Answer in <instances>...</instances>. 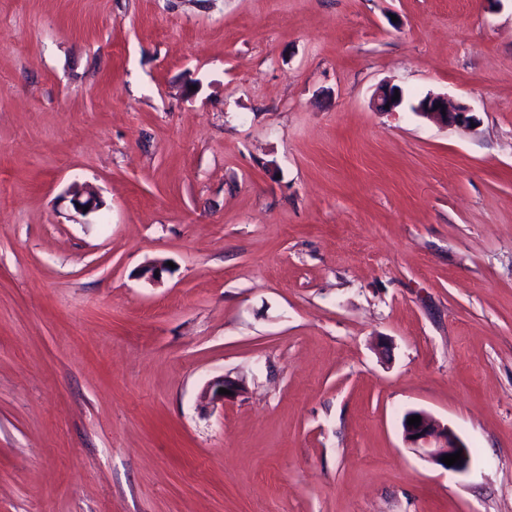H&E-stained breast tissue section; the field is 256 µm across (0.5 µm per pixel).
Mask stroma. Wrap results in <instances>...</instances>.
Returning <instances> with one entry per match:
<instances>
[{
    "mask_svg": "<svg viewBox=\"0 0 512 512\" xmlns=\"http://www.w3.org/2000/svg\"><path fill=\"white\" fill-rule=\"evenodd\" d=\"M0 512H512V0H0ZM442 104V107L434 109V105ZM445 109V114H442ZM417 114L444 126H458L467 128L474 122L472 112L463 104L456 103L448 98V95L428 94L417 105L412 107ZM220 388L230 390L232 395L219 394L218 390ZM242 389L243 387L238 381L232 380L229 377L221 376L208 383L203 398L206 399L209 404L214 405L220 403L221 405H224L225 402L232 401L240 396ZM413 415L421 416L419 426H408V417ZM401 426L405 442L434 466L451 473H464L468 470L470 451L448 425H442L424 411L409 410L404 413ZM414 435H418V438L411 439ZM459 450H462L461 461L452 466L442 463V456L455 454Z\"/></svg>",
    "mask_w": 512,
    "mask_h": 512,
    "instance_id": "stroma-1",
    "label": "stroma"
}]
</instances>
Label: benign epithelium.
I'll list each match as a JSON object with an SVG mask.
<instances>
[{
  "mask_svg": "<svg viewBox=\"0 0 512 512\" xmlns=\"http://www.w3.org/2000/svg\"><path fill=\"white\" fill-rule=\"evenodd\" d=\"M401 103L402 99L395 98V87L382 85L373 97L372 106L377 112L386 110L393 112ZM438 103L441 104V107L434 108V105ZM412 110L444 126L467 128L474 122V117L470 115L468 107L441 94L425 96L417 105L412 107ZM73 204L78 206L80 212L83 211L85 206L88 207L90 212L100 209L98 196L93 191L82 187L75 189ZM221 388L231 391V394L218 393ZM241 393L242 385L238 381L221 376L208 383L203 398L213 405L223 404L236 399ZM413 415L421 416L420 425H408V418ZM401 426L405 442L434 466L451 473H464L468 470L471 462L470 451L450 427L441 424L421 410L405 412L401 420ZM458 451L462 452L461 461L452 466L442 463V456L454 454Z\"/></svg>",
  "mask_w": 512,
  "mask_h": 512,
  "instance_id": "7a95c632",
  "label": "benign epithelium"
}]
</instances>
